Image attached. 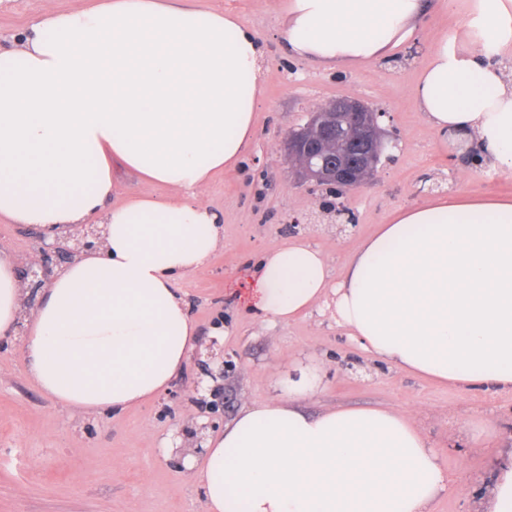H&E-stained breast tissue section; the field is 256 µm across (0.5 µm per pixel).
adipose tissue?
<instances>
[{"label":"adipose tissue","mask_w":512,"mask_h":512,"mask_svg":"<svg viewBox=\"0 0 512 512\" xmlns=\"http://www.w3.org/2000/svg\"><path fill=\"white\" fill-rule=\"evenodd\" d=\"M423 8L288 0L282 38L302 58L368 64L413 37ZM508 50L512 0H471L466 25L432 48L415 102L439 139L475 141L510 175L512 83L495 62ZM262 58L240 16L204 0L50 10L0 47V222L49 237L101 226L100 248L41 288L30 312L20 263L0 251V335H20L30 376L63 406L94 415L138 404L196 348L173 281L224 245L201 195L251 144ZM116 169L147 189L111 207ZM253 279L249 306L270 322L331 300L337 324L396 367L512 388V199H424L363 240L337 283L301 239L263 255ZM195 476L208 512H428L449 483L408 414L313 415L292 395L244 405L208 438ZM478 512H512V451L494 461Z\"/></svg>","instance_id":"ef3b65f1"}]
</instances>
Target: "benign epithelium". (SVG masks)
Returning <instances> with one entry per match:
<instances>
[{"mask_svg":"<svg viewBox=\"0 0 512 512\" xmlns=\"http://www.w3.org/2000/svg\"><path fill=\"white\" fill-rule=\"evenodd\" d=\"M382 113L362 100L340 97L309 113L308 121L288 132L284 151L301 183L327 184L339 192L355 190L369 181L383 151L379 118ZM100 231L91 225L46 243L39 258L24 262L21 276L30 290L41 288L57 274L64 258L100 247Z\"/></svg>","mask_w":512,"mask_h":512,"instance_id":"7a95c632","label":"benign epithelium"}]
</instances>
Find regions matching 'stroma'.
Instances as JSON below:
<instances>
[{"mask_svg": "<svg viewBox=\"0 0 512 512\" xmlns=\"http://www.w3.org/2000/svg\"><path fill=\"white\" fill-rule=\"evenodd\" d=\"M237 12L263 48L264 93L256 133L233 172L213 176L201 200L224 225V246L174 286L187 302L200 342L224 329V399L203 407L210 381L196 359L161 397L101 415L63 407L28 375L20 338H0V512H207L185 458L192 432L223 429L244 404L275 400L298 382L306 412L388 408L413 414L452 478L429 512H475L490 464L512 451V390H460L401 371L363 350L338 326L333 307L285 325L246 308L250 271L266 251L305 237L341 280L358 244L400 210L441 195L512 197V175L491 169L471 148L439 141L415 104L428 54L460 30L469 0H425L414 38L387 59L326 66L290 54L280 0H208ZM93 0H0V44L11 46L46 10ZM355 96L381 111L385 149L373 180L335 197L297 184L280 143L316 104ZM341 199L351 222L327 205ZM173 452H166V445Z\"/></svg>", "mask_w": 512, "mask_h": 512, "instance_id": "obj_1", "label": "stroma"}]
</instances>
